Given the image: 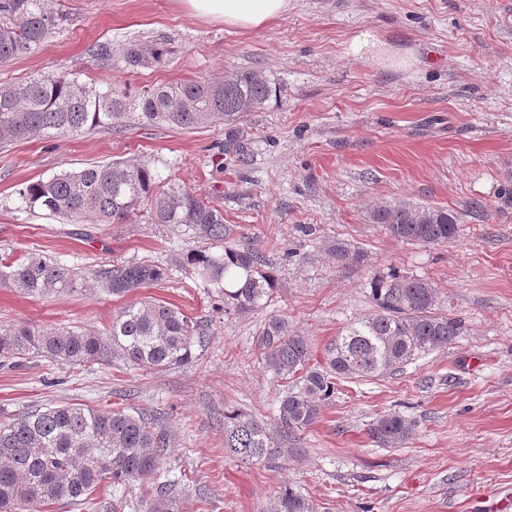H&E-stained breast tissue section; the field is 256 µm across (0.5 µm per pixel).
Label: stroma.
<instances>
[{
	"instance_id": "obj_1",
	"label": "stroma",
	"mask_w": 512,
	"mask_h": 512,
	"mask_svg": "<svg viewBox=\"0 0 512 512\" xmlns=\"http://www.w3.org/2000/svg\"><path fill=\"white\" fill-rule=\"evenodd\" d=\"M64 26L35 53L0 65V84L53 74L137 94L183 80L260 70L273 94L236 128L194 131L132 120L0 148V257L47 254L93 276L127 263L164 268L122 297L98 287L26 297L0 283V325L101 332L126 305L153 297L208 326L191 364L157 372L119 360L69 367L46 357L0 366V423L64 403L150 411L169 437L161 471L182 475L184 512H267L291 485L315 512H512V0H288L286 15L247 32L196 17L180 0H48ZM370 33L379 55L348 54ZM163 38L168 62L99 65L98 43ZM407 57L396 65L394 56ZM243 161L226 163L232 137ZM115 161L150 162L217 204L240 249L272 265L276 292L247 312L219 300L188 259L207 249L188 225L70 224L26 209L18 191L55 174ZM438 206L459 217L442 245L395 238L370 214ZM342 241L363 255L338 263ZM431 281L438 314L461 321L447 348L373 379H338L298 456L242 462L224 452V411L279 425L287 383L258 335L270 318L307 336L314 359L374 306V277ZM397 413L412 423L398 447L371 436Z\"/></svg>"
}]
</instances>
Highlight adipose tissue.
<instances>
[{
  "label": "adipose tissue",
  "mask_w": 512,
  "mask_h": 512,
  "mask_svg": "<svg viewBox=\"0 0 512 512\" xmlns=\"http://www.w3.org/2000/svg\"><path fill=\"white\" fill-rule=\"evenodd\" d=\"M196 16L224 21L226 26L250 31L284 17L288 0H182Z\"/></svg>",
  "instance_id": "adipose-tissue-1"
}]
</instances>
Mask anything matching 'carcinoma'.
I'll return each instance as SVG.
<instances>
[{
  "label": "carcinoma",
  "instance_id": "1",
  "mask_svg": "<svg viewBox=\"0 0 512 512\" xmlns=\"http://www.w3.org/2000/svg\"><path fill=\"white\" fill-rule=\"evenodd\" d=\"M65 20L66 15L49 11L47 0H0V64L35 51ZM168 54L164 39L135 38L116 48L101 43L92 49L97 62L109 66L116 60L128 69L159 64ZM271 94V83L259 70L238 71L218 82L159 85L136 98L120 87L102 90L77 79L40 74L0 85V144L112 130L134 115L189 130L232 124L262 108ZM18 194L27 207L74 224L88 218L96 224H121L146 205L153 224H186L198 237L215 242L232 234L212 202L183 186L158 188L147 162L67 171L29 183ZM370 219L402 241L423 245L446 243L457 232V217L443 207H381ZM332 253L342 264L360 259L340 241ZM190 261L224 299L226 313L252 310L277 288L264 256L253 249L197 251ZM99 278L105 292L123 296L161 282L164 269L135 262L105 269ZM2 281L31 297L83 287L77 272L39 255L1 264ZM370 294L374 311L338 332L319 368L312 363L306 337L292 333L279 318L265 324L259 348L268 366L291 381L279 402L281 430L274 432L244 412H226L225 453L256 463L283 452L298 453L296 433L315 423L321 405L336 393V377H381L448 347L461 333L460 321L434 314L436 289L425 279L393 274L374 281ZM205 337L202 326L179 308L146 299L123 307L102 333L0 327V359L9 362L36 354L76 367L119 358L161 372L191 363ZM410 433L411 423L396 413L380 416L371 427L372 437L387 447L402 444ZM167 443V435L147 411L132 414L65 403L21 415L0 424V512H44L56 504L92 507V494L103 483L116 488L143 479L153 480L151 512H182L174 493L181 480L162 481L158 475ZM268 512H313V505L288 486Z\"/></svg>",
  "mask_w": 512,
  "mask_h": 512
}]
</instances>
